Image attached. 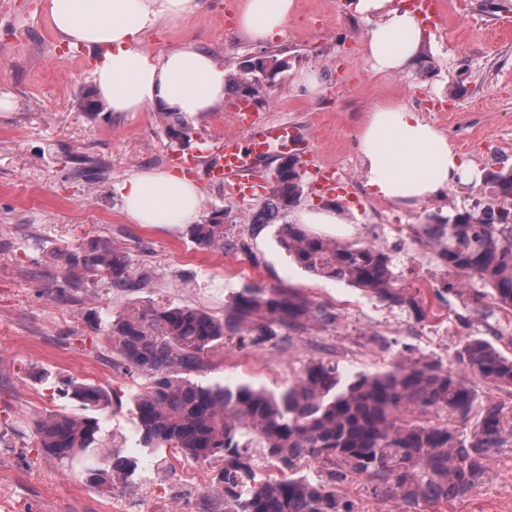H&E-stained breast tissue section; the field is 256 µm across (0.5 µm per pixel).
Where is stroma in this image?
Returning <instances> with one entry per match:
<instances>
[{
  "label": "stroma",
  "instance_id": "obj_1",
  "mask_svg": "<svg viewBox=\"0 0 512 512\" xmlns=\"http://www.w3.org/2000/svg\"><path fill=\"white\" fill-rule=\"evenodd\" d=\"M350 0H296L294 14L274 43L289 49L287 68L263 78L251 110L260 119L287 124L306 180L296 209L276 223L255 225L270 193L268 178L285 149L254 155L260 173L240 193L215 181L209 166L225 135L238 131L239 97L192 121V152L200 163L193 177L202 193L201 212H224L229 247L198 248L189 225L159 228L129 223L119 185L142 171H178L168 147L161 110L111 112L93 82L95 58L70 52L51 27L46 0H0V512H202L211 467L156 464L152 480L116 490L89 486L59 460L35 449L34 418L79 412L59 397L69 378L126 394L132 382L112 367V341L89 343L93 317L126 315L131 307L174 304L201 307L219 319L232 316L233 298L249 288L288 285L300 289L320 316L307 332L280 329L272 341L230 343L199 376L205 383H250L282 389L310 359L336 360L349 373L377 372L398 355L423 357L454 367L460 341L479 333L512 353V315L479 314L470 295L443 293L447 268L420 237L433 224L489 203L488 172L512 166V0H445L436 25L423 29L416 61L397 74L376 72L367 55V24ZM228 0H204L187 24L150 32L145 46L160 51L193 39L222 59L229 74L263 54L225 21ZM313 77L316 93L298 91ZM392 100L447 135L477 179L456 183L413 207L398 206L365 184L357 136L369 113ZM332 165L353 186L352 195L326 193L318 172ZM336 209L355 227L344 243H370L391 258L398 285L423 299V313L396 309L363 291L314 276L280 247L277 227L297 210ZM99 239L129 251L134 268L152 279L138 298L91 280L69 301L51 291L59 256ZM396 313L397 324L381 314ZM448 331L436 345L430 328ZM422 512H512V448L495 453L487 482L466 498Z\"/></svg>",
  "mask_w": 512,
  "mask_h": 512
}]
</instances>
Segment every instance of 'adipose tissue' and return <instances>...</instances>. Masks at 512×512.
<instances>
[{"label": "adipose tissue", "instance_id": "1", "mask_svg": "<svg viewBox=\"0 0 512 512\" xmlns=\"http://www.w3.org/2000/svg\"><path fill=\"white\" fill-rule=\"evenodd\" d=\"M202 7V0H48L58 36L96 57L94 83L110 111L159 107L188 122L223 105L228 91L223 61L190 40L151 52L144 36L165 23H187ZM351 7L370 23L365 42L377 72L401 71L415 59L423 29L414 13L394 0H353ZM294 10L295 0H240L239 31L256 44L274 40ZM357 147L367 187L398 205L417 204L477 176L446 135L397 103L373 109ZM119 193L123 212L133 224L170 227L199 218V187L172 172L136 173L122 183Z\"/></svg>", "mask_w": 512, "mask_h": 512}]
</instances>
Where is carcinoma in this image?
Segmentation results:
<instances>
[{"mask_svg":"<svg viewBox=\"0 0 512 512\" xmlns=\"http://www.w3.org/2000/svg\"><path fill=\"white\" fill-rule=\"evenodd\" d=\"M287 49L265 52L232 86L243 92L266 63L282 68ZM169 147L191 146L192 128L165 113ZM306 172L288 157L276 169L269 199L254 220L270 224L302 196ZM494 199L480 211L424 225L426 243L457 279L443 291L462 294L477 280L501 310L512 312V170L487 175ZM224 212L191 225L193 242L224 249ZM280 246L308 272L345 280L393 306L423 312L420 301L397 287L398 275L372 244H344L304 231L278 229ZM62 278L72 290L85 277L135 294L150 273L133 271L128 252L98 240L64 257ZM316 306L297 288H250L234 297L233 319L199 307H134L95 330L112 337V367L134 380L129 412L140 431L138 446L150 457L216 464L208 496L211 512H358L342 485L364 475L372 494L397 499L405 512L469 496L490 477L494 453L512 447V405L479 393L440 362L400 355L381 372L346 374L332 359L306 363L279 392L240 383L204 384L193 375L206 357L237 339L260 344L278 328L300 329ZM454 360L461 371L512 394V356L490 341L469 336ZM83 414L55 412L35 421L37 447L57 457L89 485L116 487L145 478L146 468L122 445L108 443L104 412L111 405L101 386L74 379L60 390Z\"/></svg>","mask_w":512,"mask_h":512,"instance_id":"1","label":"carcinoma"}]
</instances>
